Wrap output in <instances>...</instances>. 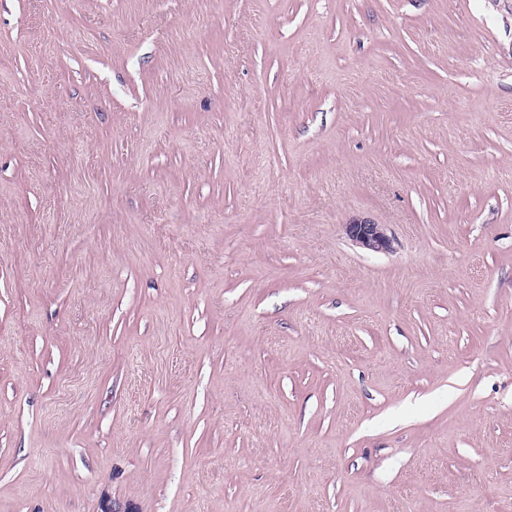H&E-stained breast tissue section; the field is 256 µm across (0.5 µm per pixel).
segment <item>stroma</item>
<instances>
[{
  "label": "stroma",
  "instance_id": "1",
  "mask_svg": "<svg viewBox=\"0 0 512 512\" xmlns=\"http://www.w3.org/2000/svg\"><path fill=\"white\" fill-rule=\"evenodd\" d=\"M109 505L512 512V0H0V512ZM345 231L351 240L368 251L385 253L393 249L394 239L387 234L385 225L369 219H353L345 224Z\"/></svg>",
  "mask_w": 512,
  "mask_h": 512
}]
</instances>
